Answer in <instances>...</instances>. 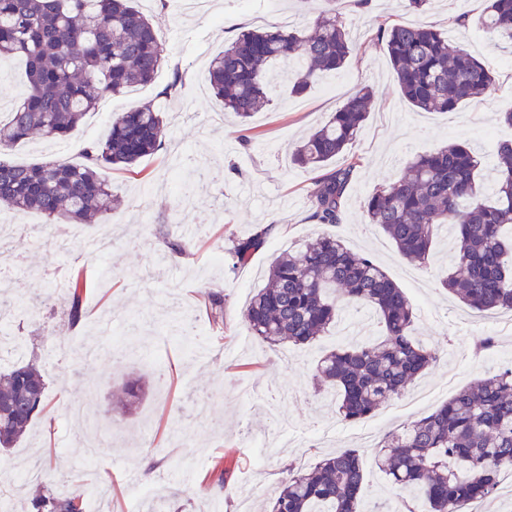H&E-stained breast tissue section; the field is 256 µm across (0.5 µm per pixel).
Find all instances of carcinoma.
Here are the masks:
<instances>
[{"label":"carcinoma","mask_w":512,"mask_h":512,"mask_svg":"<svg viewBox=\"0 0 512 512\" xmlns=\"http://www.w3.org/2000/svg\"><path fill=\"white\" fill-rule=\"evenodd\" d=\"M304 29L257 27L243 32L208 68L210 86L224 110L246 123L272 101L283 71L291 92L302 95L343 67L352 52L335 0ZM478 24L496 45L512 50V0H485ZM403 97L424 112H450L494 88L489 68L465 44L428 23L379 25ZM21 57L27 90L10 119L0 121V151L34 135L64 139L107 95L132 91L154 79L165 59L159 19L137 0H0V59ZM374 92L355 90L342 106L291 153L302 168L322 169L351 145L367 120ZM168 135L156 107L142 104L112 120L107 139L90 144L85 161L12 164L0 160V207L36 211L51 224H82L109 210L105 168L128 169L157 152ZM356 163L317 178L312 218L340 221ZM480 156L451 142L409 160L406 173L376 189L365 203L368 223L380 226L399 252L429 268L437 231L454 233L448 271L439 279L475 313L512 311V143L497 152L496 177L482 178ZM271 227L232 240V266L247 265ZM86 280H71L74 320L81 317ZM373 308L382 332L322 356L317 382L339 397L338 411L362 420L401 395L437 361L438 352L413 335L412 306L401 288L368 255L352 252L337 236L321 234L300 252L271 263L267 284L243 318L254 336L274 346L306 345L327 333L342 308ZM46 387L36 366L0 370V449L23 438L44 408ZM380 467L406 494L389 512H467L498 494L499 475L512 468V368L459 391L380 445ZM364 473L354 448H342L313 466L291 471L271 512H360ZM35 512H84L76 486L61 497L40 494Z\"/></svg>","instance_id":"carcinoma-1"}]
</instances>
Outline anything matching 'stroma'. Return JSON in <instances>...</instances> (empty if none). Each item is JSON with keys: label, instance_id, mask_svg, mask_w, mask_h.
Wrapping results in <instances>:
<instances>
[{"label": "stroma", "instance_id": "obj_1", "mask_svg": "<svg viewBox=\"0 0 512 512\" xmlns=\"http://www.w3.org/2000/svg\"><path fill=\"white\" fill-rule=\"evenodd\" d=\"M318 8V0H208L206 12L187 13L180 0H168L161 26L166 57L150 84L102 99L65 141L35 138L0 153L16 164L82 162L88 141L106 139L113 118L146 102L164 112L169 130L160 150L132 170L105 171L118 200L95 225L116 239L106 255L88 253L78 239L69 250H57L63 227L37 212L0 208V224L21 227L13 247L22 263L0 283V292L35 301L9 332L21 347L20 359L41 369L47 392V407L27 435L0 452V505L8 512H33L37 494L65 495L76 484L87 490L86 512H125L133 490L124 479L128 469L139 472L142 483L162 488L164 512H243L248 506L258 512L276 495L289 465L314 463L339 448L363 452L362 512H387L400 494L376 464L378 442L468 384L512 365V330L491 331L438 282L450 260V239L438 234L431 269L412 280L410 264L364 212L366 197L400 176L408 159L449 142H467L485 166L493 165L499 145L512 142V126L493 119L512 111V51L475 25L483 0H432L425 21L447 28L452 40H464L493 70L496 85L491 95L455 111L418 112L398 93L376 35L380 24L413 22L416 14L405 0H337L353 46L344 67L303 95L280 84L271 106L249 124L227 119L212 125L211 113L223 109L206 78L212 57L255 26L284 18L306 27ZM459 14L473 20L464 37L448 23ZM177 74L178 93L162 96ZM359 86L372 87L375 98L348 156L332 162L337 168L350 156L359 161L332 232L370 255L403 289L414 308L416 336L439 359L409 387L426 394L423 406L407 407L401 395L368 418L348 422L331 394L313 385L320 357L344 340L338 328L310 345L271 347L252 335L242 312L264 287L271 261L285 249L301 250L322 232L309 206L318 173L293 165L290 154ZM178 146L184 151L179 167L172 163ZM188 180L195 184L194 206L181 211ZM159 224L175 235L194 227L187 255L169 256L154 234ZM268 224L274 230L248 265L212 264L214 251ZM78 270L87 288L82 318L75 322L67 297L54 289ZM208 292L224 298L218 329L207 317ZM491 332L498 340L493 353L473 355L472 343ZM138 341L146 348L134 359L113 361L110 348ZM132 379L142 380L143 390L129 406L123 388ZM87 424L102 437L91 460L82 445ZM275 434L281 447H258V440ZM181 465L193 476L176 485L170 474Z\"/></svg>", "mask_w": 512, "mask_h": 512}]
</instances>
